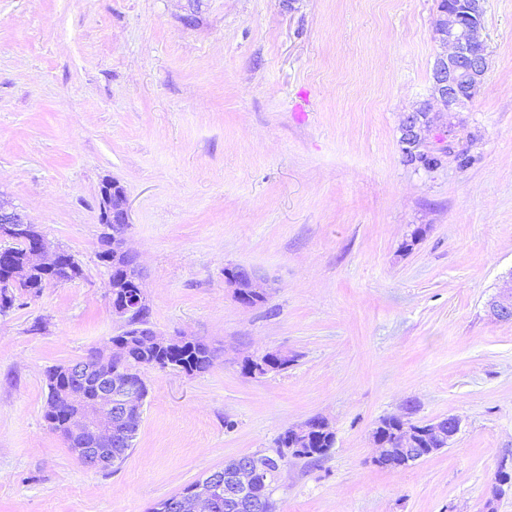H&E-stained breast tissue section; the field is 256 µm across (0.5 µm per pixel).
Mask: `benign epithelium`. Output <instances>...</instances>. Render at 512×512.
Listing matches in <instances>:
<instances>
[{
    "label": "benign epithelium",
    "mask_w": 512,
    "mask_h": 512,
    "mask_svg": "<svg viewBox=\"0 0 512 512\" xmlns=\"http://www.w3.org/2000/svg\"><path fill=\"white\" fill-rule=\"evenodd\" d=\"M484 27V9L482 0H459L448 6L434 25V40L450 48V52L436 57L432 69L433 90L448 110L471 101L483 84L488 69V58L480 32ZM429 105H423L418 111L408 114L403 120L401 133L403 143L415 150L425 149L421 137L422 127L429 124ZM101 223L112 232V245L117 254L127 253L125 230L130 224V214L124 189L115 181L104 184L100 191ZM26 238L30 252L26 261L14 260L4 266L6 276L18 282L35 277L44 270L57 269L63 258L61 250L52 248L49 241L34 232L23 214L14 208L0 203V239L12 242ZM125 278L122 268L115 266L109 277L112 309L115 315L126 318L133 315L138 306L146 303L142 285L137 296L118 293L117 281ZM234 289L237 298L245 305L251 304L247 292L260 288L257 277L244 271L241 277L227 282ZM491 316L500 321L512 320V277L507 280L496 297L489 302ZM112 372L97 375L96 396L85 405L74 420L78 427L86 426L103 440L112 441V433L129 427L136 419L142 405V381L133 373L125 370L122 362L114 360ZM286 354L276 355L271 360L265 356L254 360L251 373L266 375L288 367ZM71 377L79 382L85 381L96 368L87 359L71 362L67 365ZM461 421L454 415H448L432 421L427 427L436 449L449 447L460 431ZM417 431L410 425L398 430L396 451L416 463L433 452L431 448H416L414 442ZM258 456H246L221 470H214L197 481L187 494L169 499L164 505L165 512H210L217 500V494L224 493V509L227 512H250L257 510L253 486L258 474ZM110 459L99 448L84 449L83 463L91 469H104Z\"/></svg>",
    "instance_id": "benign-epithelium-1"
}]
</instances>
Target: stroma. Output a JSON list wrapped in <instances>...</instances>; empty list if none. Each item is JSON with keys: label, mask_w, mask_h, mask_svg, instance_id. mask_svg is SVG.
Segmentation results:
<instances>
[{"label": "stroma", "mask_w": 512, "mask_h": 512, "mask_svg": "<svg viewBox=\"0 0 512 512\" xmlns=\"http://www.w3.org/2000/svg\"><path fill=\"white\" fill-rule=\"evenodd\" d=\"M439 0H0V201L81 277L0 312V512H150L225 461L273 456L325 418L319 460L289 457L274 512H512V0H484L475 98L432 99ZM431 103L441 167L403 160ZM470 157L459 165L458 154ZM117 181L158 334L217 350L205 372L145 367L127 459L89 469L43 418L47 368L119 334L99 259ZM260 278L240 304L224 271ZM289 356L255 376L246 358ZM456 415L454 442L373 462L383 418ZM429 112V105L424 104L418 111L409 113L403 120L401 126L403 143L414 150H426L425 141L421 137V129L430 123ZM491 316L500 321L512 320V273L496 297L489 302Z\"/></svg>", "instance_id": "1"}]
</instances>
